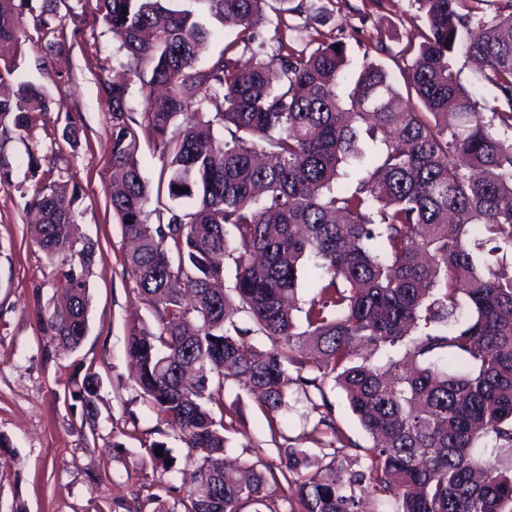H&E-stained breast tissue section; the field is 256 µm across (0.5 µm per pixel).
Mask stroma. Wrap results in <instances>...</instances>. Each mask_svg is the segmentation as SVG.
Here are the masks:
<instances>
[{"instance_id":"stroma-1","label":"stroma","mask_w":512,"mask_h":512,"mask_svg":"<svg viewBox=\"0 0 512 512\" xmlns=\"http://www.w3.org/2000/svg\"><path fill=\"white\" fill-rule=\"evenodd\" d=\"M307 4V13H285V21L304 20L333 33L345 42L352 66L369 60L395 77L406 67L400 51L422 25L415 0ZM174 6L199 12L209 29L199 54L200 65H207L231 28L203 12L198 0H175ZM58 12L62 28L52 37L36 32L31 15H24L17 56L26 79L45 88L54 108L35 115L30 138L0 145L16 160L10 181H0V512H127L151 494L159 495L162 512H180L189 476L177 470L162 475L139 463L152 443L166 442L176 457L183 445L141 397L126 351L132 328L157 326L154 311L138 297L108 192L111 137L98 85L122 74L126 56L120 39L96 20L94 0H61ZM379 42L387 53L374 51ZM69 118L77 128L72 143L62 136ZM32 154L46 179L73 189L76 233L98 244L85 275L88 331L73 352L58 350L46 326L70 263H48L28 232L32 217L25 202L36 188L27 171ZM89 368L99 375L91 426L70 397L75 379ZM324 392L343 434L371 446L343 391L330 384ZM226 412L237 425L228 435L227 455L239 462L260 460L275 469L280 448H320L314 419L291 410L268 425L254 398L233 384L224 389L223 406L211 409L217 419Z\"/></svg>"}]
</instances>
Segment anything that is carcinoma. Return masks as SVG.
<instances>
[{"mask_svg":"<svg viewBox=\"0 0 512 512\" xmlns=\"http://www.w3.org/2000/svg\"><path fill=\"white\" fill-rule=\"evenodd\" d=\"M168 2L95 0V10L123 38L128 70L147 92L137 120L129 84L100 86L109 198L132 244L139 297L158 318L156 332L130 331L127 354L195 470L182 512H280V481L262 460L241 482L224 477V431L236 420L218 425L208 408L223 401L224 386L254 394L272 425L292 401L318 411L309 388L321 393L330 382L372 445L350 457L354 444L319 415L327 450L278 449L289 512H363L376 497L392 499L394 512H512V274L501 271L512 260V0L489 20L486 0H416L424 27L401 49L411 61L398 79L366 60L346 74L341 41L308 52L280 36L265 52L257 40L272 21L268 0H202L238 32L198 69L209 32ZM28 3L0 0V81L17 86L0 98V121L11 118L22 140L34 113L49 109L46 91L4 59L18 47ZM56 17L45 0L41 33L55 32ZM460 56L482 63L478 81L495 92L486 122L462 83ZM142 137L158 149L168 197L193 199L192 210L157 208L149 222ZM348 167L360 171L353 188L340 185ZM62 189L39 187L26 207L39 214L31 233L47 259L81 268L63 274L68 303L47 321L50 340L73 350L85 336L84 270L98 244L74 236ZM303 276L313 295L301 308ZM258 336L271 348H257ZM382 349L403 356L376 366L369 355ZM445 356L464 370L440 366ZM308 363L312 379L301 374ZM97 386L89 372L72 393L89 419ZM147 457L171 468L163 441Z\"/></svg>","mask_w":512,"mask_h":512,"instance_id":"1","label":"carcinoma"}]
</instances>
